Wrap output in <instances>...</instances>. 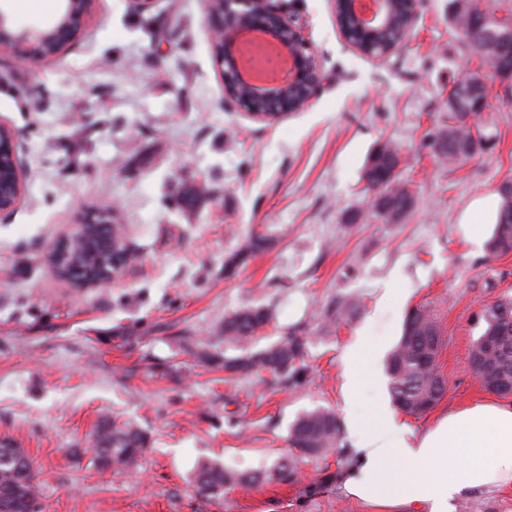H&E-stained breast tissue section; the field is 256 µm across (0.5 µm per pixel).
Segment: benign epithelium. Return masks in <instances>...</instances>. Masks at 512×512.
<instances>
[{
    "label": "benign epithelium",
    "instance_id": "obj_1",
    "mask_svg": "<svg viewBox=\"0 0 512 512\" xmlns=\"http://www.w3.org/2000/svg\"><path fill=\"white\" fill-rule=\"evenodd\" d=\"M58 16L43 26L16 29L0 6V56L36 71L63 58L85 33L97 0H61ZM362 0H332L345 42L366 55L371 38L396 18L398 0H371L372 18L359 8ZM211 46L220 66L224 98L250 105L246 113L276 122L304 110L321 82L318 56L303 27L288 19L277 0H204ZM484 49L512 53V37L483 32ZM491 81L481 79L448 90V106L472 118L486 110ZM26 190V173L18 157L12 126L0 120V214L14 211Z\"/></svg>",
    "mask_w": 512,
    "mask_h": 512
}]
</instances>
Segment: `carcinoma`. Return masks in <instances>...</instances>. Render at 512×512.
Listing matches in <instances>:
<instances>
[{
	"label": "carcinoma",
	"instance_id": "obj_1",
	"mask_svg": "<svg viewBox=\"0 0 512 512\" xmlns=\"http://www.w3.org/2000/svg\"><path fill=\"white\" fill-rule=\"evenodd\" d=\"M498 10L491 0H448V26L466 49L482 57V67L502 65L497 56L479 51L475 29L485 20L497 17ZM403 36L397 24L373 42L375 55L386 52L390 43ZM474 141L470 126L455 112L448 113V123L433 136L434 154L450 166L474 157L466 146ZM400 163L399 152L384 143L370 154L365 179L367 189L373 192L372 208L385 222L399 223L415 206V198L408 187L394 174ZM501 204L494 232L487 243L493 256L512 252V184L500 187ZM93 254L61 252L58 259L65 269L79 270V276L94 271L97 262L108 269L119 262L126 268V253L130 250L125 225L111 220L92 219ZM274 238L257 233L246 238L241 248L224 260V271L233 275L250 259L268 251ZM485 324L482 335L495 336L499 345L493 363L481 370V377L497 379L512 376V296H502L485 306L479 316ZM271 322V313L262 306L236 311L224 317V339L248 343ZM441 337L437 315L427 307H416L406 316L402 334L389 353L385 372L391 403L396 409L409 414H422L432 409L445 392V383L434 369L427 366L430 341ZM306 341L286 335L256 351L248 350L235 357H224L226 380L269 373L281 381H298L303 375L300 366ZM290 442L304 457L325 456L339 451L341 425L331 409L316 407L298 416L292 423ZM147 435L130 422L121 424L105 419L100 424L93 448L96 461L116 471L133 467L147 448ZM294 459H278L261 471H239L224 465L218 459H201L192 472L196 491L206 497L222 498L236 488L253 489L265 484L286 483L295 479ZM39 473L24 448L0 445V512H42L39 501Z\"/></svg>",
	"mask_w": 512,
	"mask_h": 512
}]
</instances>
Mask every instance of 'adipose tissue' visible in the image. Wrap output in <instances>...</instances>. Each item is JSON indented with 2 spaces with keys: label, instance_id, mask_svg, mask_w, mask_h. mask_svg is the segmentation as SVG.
<instances>
[{
  "label": "adipose tissue",
  "instance_id": "adipose-tissue-1",
  "mask_svg": "<svg viewBox=\"0 0 512 512\" xmlns=\"http://www.w3.org/2000/svg\"><path fill=\"white\" fill-rule=\"evenodd\" d=\"M372 351L361 338L343 356L344 422L356 456L342 477L347 494L387 512H454L476 490L512 487V404L467 406L419 435L386 405L361 422L352 407Z\"/></svg>",
  "mask_w": 512,
  "mask_h": 512
}]
</instances>
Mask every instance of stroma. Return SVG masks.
Wrapping results in <instances>:
<instances>
[{
	"label": "stroma",
	"instance_id": "stroma-1",
	"mask_svg": "<svg viewBox=\"0 0 512 512\" xmlns=\"http://www.w3.org/2000/svg\"><path fill=\"white\" fill-rule=\"evenodd\" d=\"M305 27L323 81L310 106L277 123L224 98L203 0H99L89 31L37 74L0 59V120L18 137L27 196L0 214V444L27 449L43 512H378L342 491L336 454L299 465L295 482L196 493L198 459L255 470L290 454L303 411L341 412L342 357L358 337L375 351L355 409L389 404L387 353L407 313L441 325L446 391L404 415L419 434L448 412L491 400L469 354L483 305L512 294V252L489 256L494 227H463L471 202L512 183V86L494 84L476 120L483 150L455 170L429 142L445 94L468 61L448 27V0H421L408 47L385 60L349 48L330 0H280ZM392 143L414 209L377 218L364 167ZM195 203L185 206L186 191ZM127 225L137 261L106 287L55 276L49 247L100 213ZM274 237L234 276L225 259L247 236ZM357 307L326 320L347 296ZM263 306V347L308 341L305 379L228 382L196 351L237 355L225 314ZM131 421L149 444L131 471L94 462L102 417Z\"/></svg>",
	"mask_w": 512,
	"mask_h": 512
}]
</instances>
